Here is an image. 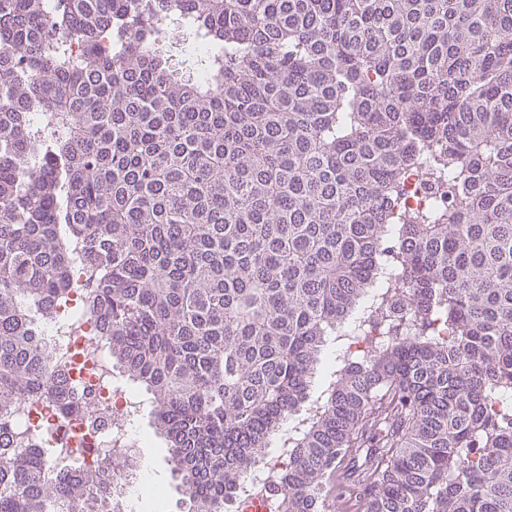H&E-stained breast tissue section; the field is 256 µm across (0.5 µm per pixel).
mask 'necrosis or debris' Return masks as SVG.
<instances>
[{"label":"necrosis or debris","mask_w":512,"mask_h":512,"mask_svg":"<svg viewBox=\"0 0 512 512\" xmlns=\"http://www.w3.org/2000/svg\"><path fill=\"white\" fill-rule=\"evenodd\" d=\"M401 201L411 208H434L447 204L448 188L432 184L415 167L404 176ZM81 301V293H73L68 307L47 313L44 329L48 340L61 347L70 390L92 407L96 420L65 417L58 401L43 398L23 400L10 425L13 435L34 434L52 448L86 449L84 467H113L117 460L111 455L112 449L139 447L136 422L145 406L130 387L108 385L112 365L100 354L93 321L76 316ZM281 466L276 458L262 460L257 468L266 473V480L243 476L239 512H270L281 491L275 479Z\"/></svg>","instance_id":"necrosis-or-debris-1"}]
</instances>
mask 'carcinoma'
<instances>
[{"instance_id": "carcinoma-1", "label": "carcinoma", "mask_w": 512, "mask_h": 512, "mask_svg": "<svg viewBox=\"0 0 512 512\" xmlns=\"http://www.w3.org/2000/svg\"><path fill=\"white\" fill-rule=\"evenodd\" d=\"M419 163L448 207L399 210ZM79 263L186 512L277 434L273 512L340 463L365 512H512V0H0L5 422L65 393ZM83 455L0 443V512H123Z\"/></svg>"}]
</instances>
